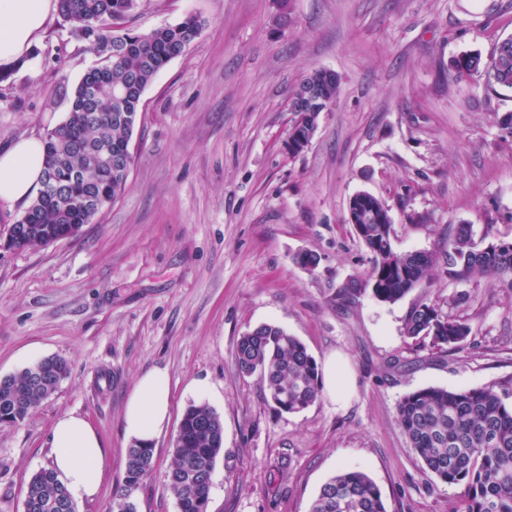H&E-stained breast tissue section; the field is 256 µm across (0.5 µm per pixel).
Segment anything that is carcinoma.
<instances>
[{
	"label": "carcinoma",
	"mask_w": 512,
	"mask_h": 512,
	"mask_svg": "<svg viewBox=\"0 0 512 512\" xmlns=\"http://www.w3.org/2000/svg\"><path fill=\"white\" fill-rule=\"evenodd\" d=\"M137 0H59L70 34L97 58L71 94L65 120L44 136L46 161L36 198L9 225L7 246L45 247L79 235L102 208L125 189L131 157L126 153L143 92L174 58L183 55L201 31L189 16L149 32H135L125 21ZM484 76L491 88L512 89V37L503 39L490 60L478 53L453 60L449 76ZM339 94L336 73L315 70L297 86L289 103L291 129L313 128L311 114L327 110ZM381 222L362 223L357 237L370 252V269L352 282L346 298L369 290L395 303L419 287L438 262L426 252H399L391 239L388 207L371 197ZM448 279L497 278L512 288V241L475 246L472 228L460 224L448 239ZM404 335L430 339L441 352L462 347L470 326L436 307L419 302L404 321ZM236 361L243 374L258 372L270 400L286 413L300 412L322 395L319 368L306 346L275 324H261L240 337ZM69 364L60 356L43 358L21 372L0 377V422L20 424L67 378ZM509 389L448 390L427 387L405 395L397 412L409 448L425 470L447 484L464 486L461 512H512V406ZM224 424L205 403L188 406L173 441L174 463L166 490L177 512H208L211 474L223 448ZM153 449L132 443L127 451L124 484L107 512H138L134 492L148 477ZM23 512H77L76 504L53 470L42 468L27 483ZM310 512H387L381 492L362 471H342L321 487Z\"/></svg>",
	"instance_id": "cac0c4a2"
}]
</instances>
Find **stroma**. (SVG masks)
<instances>
[{"label": "stroma", "mask_w": 512, "mask_h": 512, "mask_svg": "<svg viewBox=\"0 0 512 512\" xmlns=\"http://www.w3.org/2000/svg\"><path fill=\"white\" fill-rule=\"evenodd\" d=\"M189 16L201 33L142 96L123 193L75 238L0 247V376L52 355L70 367L23 423H0V512H22L29 478L51 464V425L71 412L107 452L100 493L77 512H105L123 486L127 395L154 367L168 375L171 420L138 512H177L172 440L200 402L224 423L209 512H309L344 469L368 474L387 512H456L461 486L424 469L397 404L427 387L512 383V288L453 282L439 264L398 302L342 300L370 266L347 208L360 192L384 202L400 252L446 251L460 224L480 247L512 240V137L499 127L512 89L448 75L453 59L490 58L512 36V0H137L126 25ZM96 61L52 12L28 54L0 65V150L62 122ZM317 69L336 72L339 94L292 154L289 101ZM303 251L318 254L315 271L295 263ZM420 301L469 324L474 343L442 353L406 338ZM263 323L317 363L339 357L354 393L276 409L260 374L236 365L239 338Z\"/></svg>", "instance_id": "1"}]
</instances>
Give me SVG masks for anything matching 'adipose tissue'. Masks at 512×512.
<instances>
[{
	"mask_svg": "<svg viewBox=\"0 0 512 512\" xmlns=\"http://www.w3.org/2000/svg\"><path fill=\"white\" fill-rule=\"evenodd\" d=\"M56 0H0V64L19 60L38 39ZM45 164L42 139L23 138L0 152V204L30 200L41 185ZM171 401L168 377L155 368L139 376L124 406L126 439L151 444L168 428ZM51 467L75 500L97 495L103 480L105 452L92 425L82 416L58 417L51 432Z\"/></svg>",
	"mask_w": 512,
	"mask_h": 512,
	"instance_id": "1",
	"label": "adipose tissue"
}]
</instances>
